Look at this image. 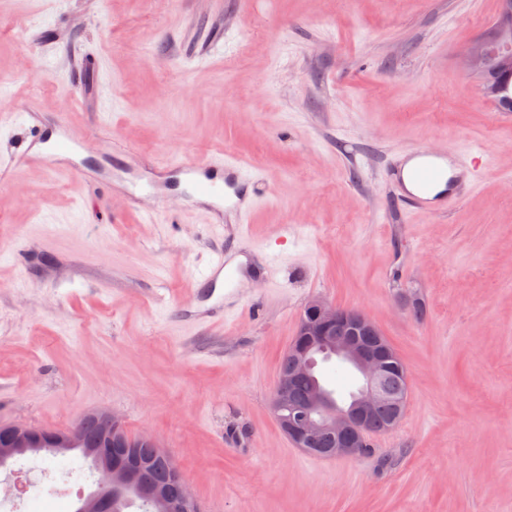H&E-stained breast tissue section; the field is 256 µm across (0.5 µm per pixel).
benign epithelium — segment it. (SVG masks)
I'll use <instances>...</instances> for the list:
<instances>
[{
    "label": "benign epithelium",
    "mask_w": 512,
    "mask_h": 512,
    "mask_svg": "<svg viewBox=\"0 0 512 512\" xmlns=\"http://www.w3.org/2000/svg\"><path fill=\"white\" fill-rule=\"evenodd\" d=\"M512 48V9L504 8L496 23L494 34L476 41L468 51L467 65L478 68L492 55L506 54ZM306 316L298 325L297 335L303 337L300 347H288V354L296 361L292 373L282 372L278 376L271 396V409L283 425V429L297 447H307L317 436L330 433L336 437V447L326 450L329 458L356 457L364 446L367 430L364 423L371 408L382 397L381 381L385 376L379 349L353 336L361 331L369 336H380L378 325L359 311L344 310L314 298L305 307ZM329 352L336 359L350 365L362 379L360 390L354 400L342 407H335L328 396L315 392L301 412L291 410L290 387L294 378L306 374L313 365L310 354ZM100 429V440L93 448L84 452L95 462L97 491L79 502L77 512H112V500L116 494L115 482L120 477L113 472L112 446L126 443L121 418L109 409L94 412ZM38 431L26 424L13 423L0 427V462L25 455L34 447ZM167 466L175 478L181 480L180 491L175 496L164 492H148L150 508L161 512H201L200 506L182 480L171 455L163 454Z\"/></svg>",
    "instance_id": "benign-epithelium-1"
}]
</instances>
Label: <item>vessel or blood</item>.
<instances>
[{
  "instance_id": "obj_1",
  "label": "vessel or blood",
  "mask_w": 512,
  "mask_h": 512,
  "mask_svg": "<svg viewBox=\"0 0 512 512\" xmlns=\"http://www.w3.org/2000/svg\"><path fill=\"white\" fill-rule=\"evenodd\" d=\"M86 147V132L66 118L60 117L48 124L37 117L31 126L30 140L19 152L17 161L24 166L36 165L81 180L89 170ZM406 162L411 165L407 171L402 168ZM477 173L468 152L446 155L417 151L387 166L385 178L397 182L402 175H409L413 187L403 193L404 207L409 213L425 215L449 210L471 194L477 186ZM181 174L192 198L203 206L211 223H222L228 210L237 217H246L257 201L251 190L254 177L242 162L224 153H216L200 165L184 168ZM232 273L227 253L215 250L199 276L204 293L197 309L204 317L224 318L222 288Z\"/></svg>"
}]
</instances>
